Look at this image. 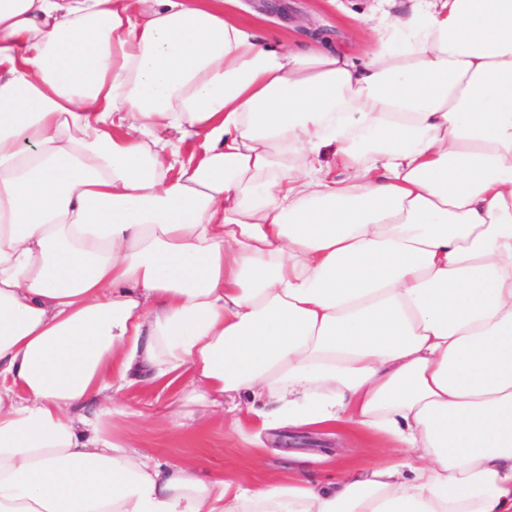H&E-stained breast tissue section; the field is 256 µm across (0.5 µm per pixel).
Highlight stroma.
<instances>
[{
	"mask_svg": "<svg viewBox=\"0 0 512 512\" xmlns=\"http://www.w3.org/2000/svg\"><path fill=\"white\" fill-rule=\"evenodd\" d=\"M367 0H341L331 9L327 0H238L236 13L265 40L277 39L302 47L308 44H363L370 32L356 19ZM175 389L144 385L132 387L127 402L144 417L136 425H116L114 431L140 454L160 461L189 462L208 478L233 475L243 481L278 480L304 466L315 478L355 467L365 460L387 456V441L369 437L357 428L325 431L284 427L262 432L236 433L222 418L193 421L177 429L167 414Z\"/></svg>",
	"mask_w": 512,
	"mask_h": 512,
	"instance_id": "35a3bbf8",
	"label": "stroma"
}]
</instances>
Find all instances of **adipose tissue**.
<instances>
[{"instance_id": "obj_1", "label": "adipose tissue", "mask_w": 512, "mask_h": 512, "mask_svg": "<svg viewBox=\"0 0 512 512\" xmlns=\"http://www.w3.org/2000/svg\"><path fill=\"white\" fill-rule=\"evenodd\" d=\"M361 19L0 0V512H512V0ZM143 381L398 456L205 478L113 435ZM265 40L277 39L297 47L308 44H363L370 31L363 24L326 0H239L224 3Z\"/></svg>"}]
</instances>
